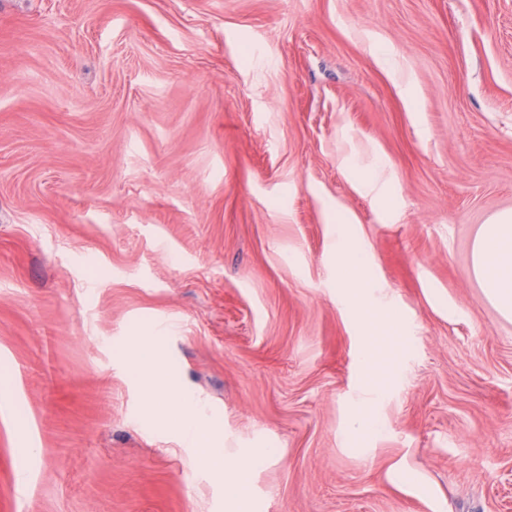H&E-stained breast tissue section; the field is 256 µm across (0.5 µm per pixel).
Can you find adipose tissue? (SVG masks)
<instances>
[{"label": "adipose tissue", "instance_id": "1", "mask_svg": "<svg viewBox=\"0 0 512 512\" xmlns=\"http://www.w3.org/2000/svg\"><path fill=\"white\" fill-rule=\"evenodd\" d=\"M337 254L336 286L353 311L362 333H400L401 325L396 318L376 319L368 312V258L343 246L338 248ZM472 272L485 298L498 313L512 318V210L495 214L481 226L472 248ZM126 361L147 393L148 414L197 448L211 474L223 482L232 512H242L249 469L260 460V453H250L236 461L225 459L220 425L201 412L194 397L163 366L160 349L154 341L143 336L133 338Z\"/></svg>", "mask_w": 512, "mask_h": 512}]
</instances>
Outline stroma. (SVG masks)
Instances as JSON below:
<instances>
[{"mask_svg":"<svg viewBox=\"0 0 512 512\" xmlns=\"http://www.w3.org/2000/svg\"><path fill=\"white\" fill-rule=\"evenodd\" d=\"M504 209L512 0H0V506L226 512L145 416L148 330L262 452L247 512H512ZM339 215L405 328L380 385ZM472 272L498 313L512 318V210L481 226L472 248Z\"/></svg>","mask_w":512,"mask_h":512,"instance_id":"obj_1","label":"stroma"}]
</instances>
